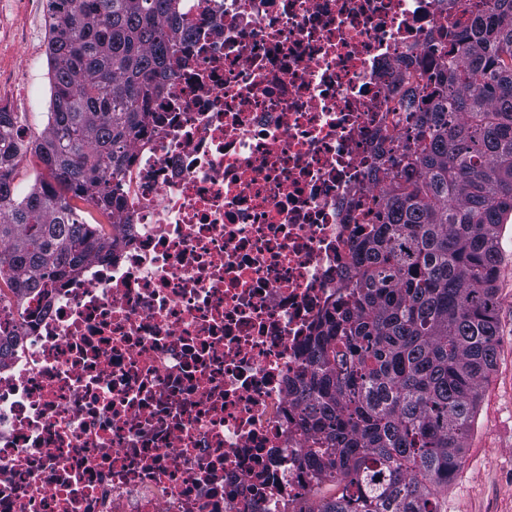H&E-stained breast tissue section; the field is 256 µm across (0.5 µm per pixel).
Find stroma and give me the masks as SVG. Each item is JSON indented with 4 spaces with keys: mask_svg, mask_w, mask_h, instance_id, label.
I'll return each mask as SVG.
<instances>
[{
    "mask_svg": "<svg viewBox=\"0 0 512 512\" xmlns=\"http://www.w3.org/2000/svg\"><path fill=\"white\" fill-rule=\"evenodd\" d=\"M48 0H0V97L17 105L24 128L47 124L51 85ZM500 345L467 440L465 463L448 486L444 512H512V224L501 239Z\"/></svg>",
    "mask_w": 512,
    "mask_h": 512,
    "instance_id": "stroma-1",
    "label": "stroma"
}]
</instances>
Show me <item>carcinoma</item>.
Segmentation results:
<instances>
[{
	"instance_id": "obj_1",
	"label": "carcinoma",
	"mask_w": 512,
	"mask_h": 512,
	"mask_svg": "<svg viewBox=\"0 0 512 512\" xmlns=\"http://www.w3.org/2000/svg\"><path fill=\"white\" fill-rule=\"evenodd\" d=\"M459 36L430 95L393 99L415 126L375 170L381 209L352 243L350 297L326 313L298 392L304 466L341 487L296 512H443L497 356L500 238L512 220V0ZM179 0H49L44 131L0 111V289L17 304L73 274L109 225L132 136L179 50ZM33 156L46 176L15 183Z\"/></svg>"
}]
</instances>
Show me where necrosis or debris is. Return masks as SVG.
Here are the masks:
<instances>
[{
	"label": "necrosis or debris",
	"instance_id": "1",
	"mask_svg": "<svg viewBox=\"0 0 512 512\" xmlns=\"http://www.w3.org/2000/svg\"><path fill=\"white\" fill-rule=\"evenodd\" d=\"M482 0H180L113 245L0 295V512H288L296 401L344 302L395 96H424Z\"/></svg>",
	"mask_w": 512,
	"mask_h": 512
}]
</instances>
